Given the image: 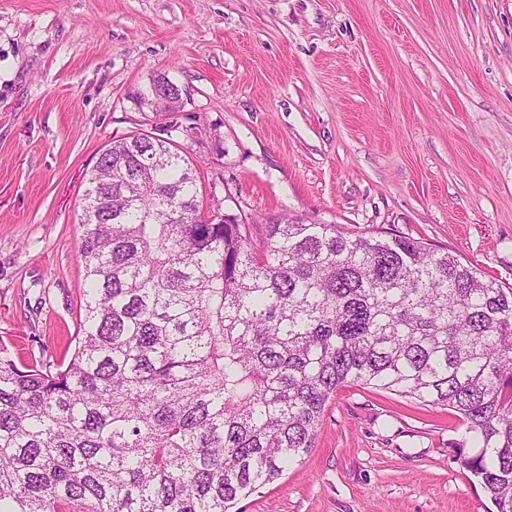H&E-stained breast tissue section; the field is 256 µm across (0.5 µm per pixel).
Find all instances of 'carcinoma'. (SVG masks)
<instances>
[{"instance_id":"obj_1","label":"carcinoma","mask_w":512,"mask_h":512,"mask_svg":"<svg viewBox=\"0 0 512 512\" xmlns=\"http://www.w3.org/2000/svg\"><path fill=\"white\" fill-rule=\"evenodd\" d=\"M199 194L168 137L102 150L74 353L0 345V512H232L348 385L448 407L462 466L512 512V287L390 231L284 216L257 247Z\"/></svg>"}]
</instances>
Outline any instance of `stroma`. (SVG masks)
<instances>
[{"mask_svg": "<svg viewBox=\"0 0 512 512\" xmlns=\"http://www.w3.org/2000/svg\"><path fill=\"white\" fill-rule=\"evenodd\" d=\"M182 95L156 118L137 91ZM172 129L205 204L386 227L512 287V0H0V342L68 361L100 151ZM446 408L361 386L238 512H490Z\"/></svg>", "mask_w": 512, "mask_h": 512, "instance_id": "obj_1", "label": "stroma"}]
</instances>
